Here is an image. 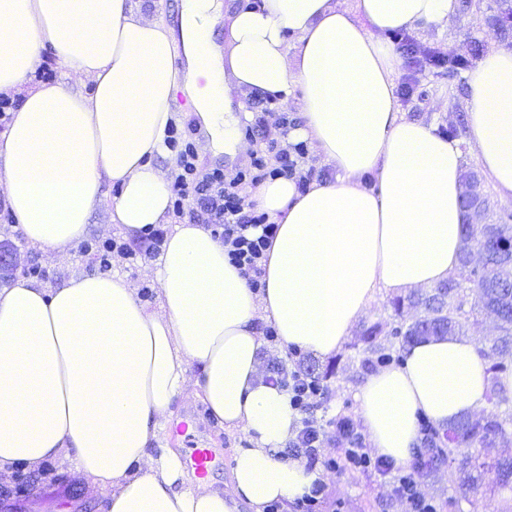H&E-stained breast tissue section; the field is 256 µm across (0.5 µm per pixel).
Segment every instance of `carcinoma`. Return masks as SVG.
Wrapping results in <instances>:
<instances>
[{"instance_id":"obj_1","label":"carcinoma","mask_w":512,"mask_h":512,"mask_svg":"<svg viewBox=\"0 0 512 512\" xmlns=\"http://www.w3.org/2000/svg\"><path fill=\"white\" fill-rule=\"evenodd\" d=\"M512 250V214L492 211L484 224H463L462 245L456 276L439 284L429 294H413L393 301L394 312L408 305L421 307L425 315L404 326L395 327L394 335L401 338V346L433 336H463L469 323L479 313L489 311L499 320L500 335L490 348L479 347L481 356L490 362L491 387L488 401L494 412L483 421L462 418L440 431L433 432L439 447L429 459L417 463L424 470L447 459V450L462 448L464 452L450 459L458 484L469 490L478 487L481 471L490 466L497 470L502 487L512 483V458H502L490 464L478 456L480 448L495 439L512 435V412L507 410L509 399L499 388V379L512 375V279L506 272L512 263L502 256ZM472 291L473 304H468L465 292ZM376 327L369 326L359 333L358 342L377 354L391 360L393 355L375 345Z\"/></svg>"}]
</instances>
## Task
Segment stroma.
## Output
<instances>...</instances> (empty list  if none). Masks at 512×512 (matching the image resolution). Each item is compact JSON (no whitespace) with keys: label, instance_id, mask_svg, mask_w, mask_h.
Listing matches in <instances>:
<instances>
[{"label":"stroma","instance_id":"stroma-1","mask_svg":"<svg viewBox=\"0 0 512 512\" xmlns=\"http://www.w3.org/2000/svg\"><path fill=\"white\" fill-rule=\"evenodd\" d=\"M496 13L494 0H470L469 7L458 9L443 29H431L418 36L417 41L448 59L476 63L491 48L512 49V38H501L492 25ZM467 75V70L457 67L429 68L418 73L412 95L401 104L402 112L408 118L431 125L437 133H445L467 117L470 110ZM3 239L11 241L20 256L21 264L14 270L18 276L26 266L36 263L48 271V285L55 286L72 273L99 270L93 256L80 249H73L69 260L60 263L32 248L16 230L0 225V240ZM366 359V353L347 344L334 356L322 359L311 355L306 360L328 388L322 409L325 418L349 419L359 434L365 428L357 413L355 394L375 371ZM172 411L173 420L161 431L159 447L176 449L184 458L195 448L220 449L223 461L209 479L214 488L229 489L240 433L224 431L211 419L202 402L191 396L178 399ZM182 422L187 425L183 431L178 428ZM39 475L44 489L41 512H57L67 487L77 481L71 462L59 457L42 466ZM419 489L426 498L439 503L441 512H512V491L500 486L492 470L484 471L476 493L466 496L460 492L448 466L439 464L421 472ZM326 493L322 512H406L388 479L371 472L354 471L329 477Z\"/></svg>","mask_w":512,"mask_h":512}]
</instances>
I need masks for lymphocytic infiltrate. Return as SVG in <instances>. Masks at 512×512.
<instances>
[{"instance_id": "lymphocytic-infiltrate-1", "label": "lymphocytic infiltrate", "mask_w": 512, "mask_h": 512, "mask_svg": "<svg viewBox=\"0 0 512 512\" xmlns=\"http://www.w3.org/2000/svg\"><path fill=\"white\" fill-rule=\"evenodd\" d=\"M167 145L178 152V169L169 181L173 215L210 228L223 241L230 262L248 276L252 288H260L259 263L276 227L269 223L266 213L257 212L252 202L247 201L243 188L278 177L294 180L299 189L308 188L315 170L306 164L304 143L288 144L271 153H257L249 168L232 177L226 176L223 168H209L201 163L189 131L171 129ZM166 237L165 229L154 228L132 242L94 239L84 242L82 249L94 253L101 269L106 270L111 268L116 256L134 259L157 255ZM265 380L286 390L293 408L302 416L289 450L293 457L305 459L308 469L319 468L338 475L348 470L372 471L390 479L396 497L407 506L408 512H437L434 501L420 492L415 473L394 469L388 459L369 453L350 421L318 417L317 412L327 397L320 378L304 371L297 362L290 368L286 361L279 360L270 365ZM333 438L348 443L335 459L324 457L321 452L325 441Z\"/></svg>"}]
</instances>
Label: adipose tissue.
<instances>
[{
  "instance_id": "obj_1",
  "label": "adipose tissue",
  "mask_w": 512,
  "mask_h": 512,
  "mask_svg": "<svg viewBox=\"0 0 512 512\" xmlns=\"http://www.w3.org/2000/svg\"><path fill=\"white\" fill-rule=\"evenodd\" d=\"M161 4L0 0V95L20 102L0 133V197L25 241L68 257L106 182L119 188L110 220L126 239L168 223V181L154 159L166 154L180 89L208 150L233 157L250 149L236 98L284 103L299 86L300 133L333 177L303 191L285 178L251 189L278 226L260 290L210 230L187 223L145 268L157 307L116 272L74 273L53 288L20 276L1 288L0 476L64 455L87 485L109 490L107 512H264L297 502L321 474L280 455L300 416L264 381L258 323L281 347L327 358L381 291L432 288L458 267L463 151L400 111L401 61L384 39L446 24L458 0H181V68ZM45 49L64 78L35 85L28 76ZM468 86L476 162L512 197V50H489ZM370 174L378 190L364 187ZM489 387L471 340L437 336L367 377L358 413L376 452L404 466L420 418L447 428L487 407ZM185 394L245 435L230 493L190 478L176 451H151Z\"/></svg>"
}]
</instances>
